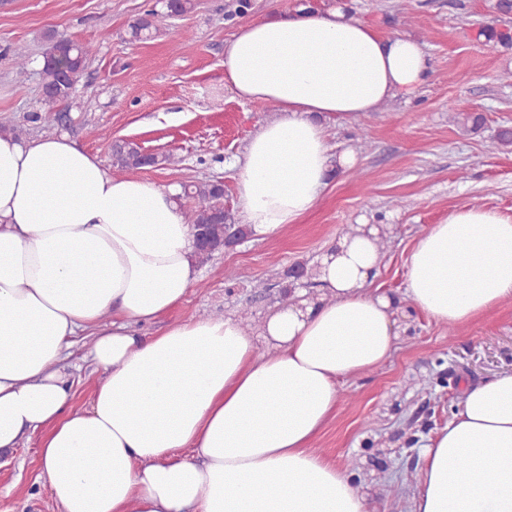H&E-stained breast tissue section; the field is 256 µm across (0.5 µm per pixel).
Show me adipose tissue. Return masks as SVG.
<instances>
[{
	"mask_svg": "<svg viewBox=\"0 0 512 512\" xmlns=\"http://www.w3.org/2000/svg\"><path fill=\"white\" fill-rule=\"evenodd\" d=\"M407 35L380 36L343 7L310 4L242 24L224 43V84L274 106L233 158L253 238L316 205L352 151L331 154L323 118L378 111L429 78ZM177 188L116 175L65 136L0 137V455L42 433L59 512H373L312 446L341 379L393 353L397 300L372 293L386 227L359 223L258 336L231 317L148 336L199 275ZM405 294L462 325L512 301V216L470 205L418 239ZM99 380L69 405L59 366L75 337ZM409 512H512V371L466 389L423 451Z\"/></svg>",
	"mask_w": 512,
	"mask_h": 512,
	"instance_id": "adipose-tissue-1",
	"label": "adipose tissue"
}]
</instances>
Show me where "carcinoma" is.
<instances>
[{
    "label": "carcinoma",
    "instance_id": "1",
    "mask_svg": "<svg viewBox=\"0 0 512 512\" xmlns=\"http://www.w3.org/2000/svg\"><path fill=\"white\" fill-rule=\"evenodd\" d=\"M193 8V0H166L165 12L147 11L130 25L129 42L140 43L153 38L159 32V20L181 16ZM487 41L512 50V26L491 25L485 27ZM90 45L74 42L64 36L48 35V47L43 55L41 68L42 110L53 112L71 97L85 63L92 54ZM113 164L126 171L136 172L146 167L143 151L132 143L118 144L112 152ZM182 197L193 201L184 211L187 223L196 227L204 237V244L197 248L199 262H207L214 254L232 245L234 239L246 235L240 224L224 223V183L208 180L184 186Z\"/></svg>",
    "mask_w": 512,
    "mask_h": 512
}]
</instances>
